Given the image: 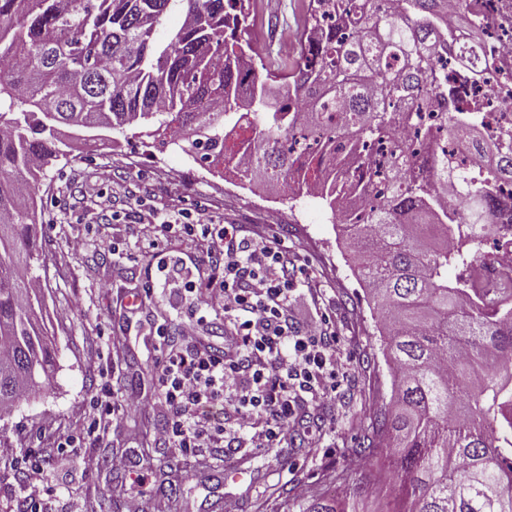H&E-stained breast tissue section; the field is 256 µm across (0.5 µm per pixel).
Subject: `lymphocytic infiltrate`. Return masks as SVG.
Returning a JSON list of instances; mask_svg holds the SVG:
<instances>
[{
  "label": "lymphocytic infiltrate",
  "instance_id": "f902f5d3",
  "mask_svg": "<svg viewBox=\"0 0 512 512\" xmlns=\"http://www.w3.org/2000/svg\"><path fill=\"white\" fill-rule=\"evenodd\" d=\"M173 235L201 249L207 272L186 284L189 313L178 334L155 327L154 394H123L102 403L89 432L105 436L112 415L128 408L160 409L165 424L154 442L182 452L287 445L296 436L300 411L346 398L354 380L355 364L340 345L321 282L284 240L228 223L220 213L194 218L162 208L137 231L146 250ZM300 287L316 312L303 324L295 296ZM203 310L222 313L224 347L212 345L198 317ZM45 464L38 450L16 458L23 478L20 512H56Z\"/></svg>",
  "mask_w": 512,
  "mask_h": 512
}]
</instances>
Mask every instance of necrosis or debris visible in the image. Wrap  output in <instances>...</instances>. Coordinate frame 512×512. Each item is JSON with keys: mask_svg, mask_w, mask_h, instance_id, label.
Returning a JSON list of instances; mask_svg holds the SVG:
<instances>
[{"mask_svg": "<svg viewBox=\"0 0 512 512\" xmlns=\"http://www.w3.org/2000/svg\"><path fill=\"white\" fill-rule=\"evenodd\" d=\"M459 16V0H448L454 41L436 65L458 99L486 116L485 139L512 133V0H470Z\"/></svg>", "mask_w": 512, "mask_h": 512, "instance_id": "obj_1", "label": "necrosis or debris"}]
</instances>
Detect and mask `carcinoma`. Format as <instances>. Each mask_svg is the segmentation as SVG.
<instances>
[{
	"label": "carcinoma",
	"instance_id": "cac0c4a2",
	"mask_svg": "<svg viewBox=\"0 0 512 512\" xmlns=\"http://www.w3.org/2000/svg\"><path fill=\"white\" fill-rule=\"evenodd\" d=\"M248 17L249 0H0V413L54 368L30 184L65 155L64 128L162 133L266 191L358 196L338 223L393 369L369 448L352 449L380 457L366 484L390 486L380 512H512V281L485 299L471 282L512 230V140L489 149L460 104L421 123L448 97L432 68L448 0H307L290 69L256 66ZM448 139L469 155L461 208Z\"/></svg>",
	"mask_w": 512,
	"mask_h": 512
}]
</instances>
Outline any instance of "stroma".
Segmentation results:
<instances>
[{
  "instance_id": "1",
  "label": "stroma",
  "mask_w": 512,
  "mask_h": 512,
  "mask_svg": "<svg viewBox=\"0 0 512 512\" xmlns=\"http://www.w3.org/2000/svg\"><path fill=\"white\" fill-rule=\"evenodd\" d=\"M300 14L301 0H252L250 36L259 55L277 49L296 60L294 41L283 36L279 23L299 27ZM32 192L43 207L40 317L56 367L44 391L26 396L0 419V512H15L18 505L14 457L53 447L61 436L84 433L92 397L107 391L149 394L157 340L130 304L143 296L145 285H152L153 302L169 330H177L187 300L185 280L175 271L192 260L188 245L178 240L162 243L158 259L138 251V224L148 222L152 209L163 203L193 214L217 209L235 224L267 225L301 259L311 261L336 316L341 344L359 360L354 394L347 402L327 404L319 416L304 417L306 428L323 422L322 448L308 451L299 435L284 448L258 453L242 448L211 456L187 475L168 467L180 460V453L156 447L150 437L163 416L116 414L110 437L51 459L61 491L59 512H122V494L133 489V475L90 469L85 461L111 458L129 446L155 459L141 489L144 500L170 496L178 512H283L294 499L304 506L321 502L339 512H376L374 496L354 497L362 472L348 468L346 460L350 448L367 440L370 411L390 399L391 369L383 357L380 327L326 201L300 194L277 195L268 202L223 167L201 168L177 147H146L118 133L109 143L75 142L68 159L49 166ZM116 211L122 212L121 221H113ZM76 235L86 246L75 257L66 241ZM114 239L124 243V251H112ZM299 483L307 487L301 498L294 494Z\"/></svg>"
}]
</instances>
